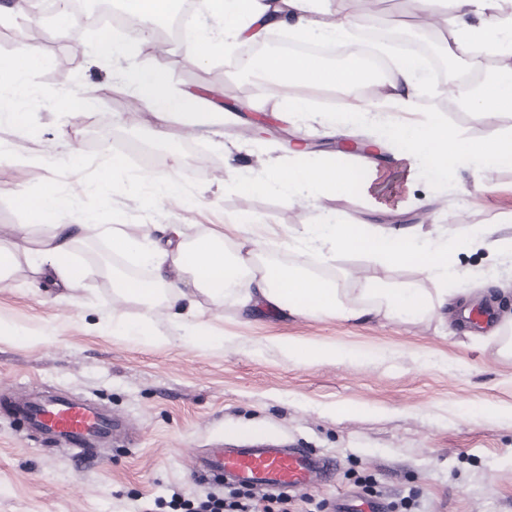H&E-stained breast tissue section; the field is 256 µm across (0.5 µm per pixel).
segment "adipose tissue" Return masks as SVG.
<instances>
[{
  "label": "adipose tissue",
  "instance_id": "ef3b65f1",
  "mask_svg": "<svg viewBox=\"0 0 512 512\" xmlns=\"http://www.w3.org/2000/svg\"><path fill=\"white\" fill-rule=\"evenodd\" d=\"M433 9L444 12L454 38L449 53L478 45L489 51L512 54V14L499 17L503 0H425ZM319 0H206L208 10L224 22L223 32L200 30L191 41L194 55L209 59L222 49L225 37L238 36L252 28L268 30L294 23L296 35L304 41L325 40L338 43L345 36L340 21H320L315 14ZM491 12L490 20L474 26L464 23L468 13ZM45 59L38 48L25 54L0 58V115L18 119L17 93L25 91L31 74ZM256 68L281 86L323 85L342 90L375 85L373 74L363 65L358 53L346 54L336 63H327L302 55L270 52L262 56ZM420 65L415 56L403 57L395 71L393 91L380 103L366 108L343 109L325 115L330 134L350 136L368 129L396 149V159L408 166L409 181L449 185L461 164L467 163L479 174L476 184L482 191L493 190L494 174L512 165V136H495L474 144L454 134L437 115H427L421 123L397 124L386 118L387 108L410 110L419 82ZM128 80L134 93L150 111L151 118L163 126L179 124L194 129L206 121L200 112L199 97L172 92L162 69L133 70ZM461 102L477 115L491 120L512 111V67L494 69L487 79L466 91ZM378 177L376 167L355 169L343 162L330 161L320 166L299 162L285 172L259 176L246 181L252 191L272 187L287 190L292 201L309 197L340 196L350 190L369 194ZM19 205L51 220L48 235L37 247L24 250L0 244V280L8 278L20 265L33 272L53 274L66 286L82 281L86 268L75 262V243L90 229L83 224H56L53 215L65 207V200L54 189L36 196L22 195ZM95 237L103 241L113 256L132 258L151 267V276L133 278L119 273L112 277L115 298L137 302L141 310L133 317H116L111 322L115 334L135 340L156 341L154 316L158 308L198 307L201 299L217 303L234 299L241 308L265 307L276 314L303 315L312 318L336 316L358 320L382 313L388 317L420 320L448 304V285L456 283L460 270L448 259L454 250H464L490 238L491 226L480 225L450 236L441 231L417 234L405 229L377 231L366 225L346 224L327 217L306 225L296 239L300 250L318 263H326L339 252H362L383 267H400L420 261L436 285L435 291L414 288L403 283H387L381 277L340 284L332 276L318 275L297 264L272 259L281 247L279 241H254L244 251L221 232H201L183 240L178 225L167 224L158 241H138L117 227L96 225ZM294 362L307 366L358 358L356 350L334 345L288 339L279 344Z\"/></svg>",
  "mask_w": 512,
  "mask_h": 512
}]
</instances>
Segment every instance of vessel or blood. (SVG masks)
<instances>
[{"instance_id": "1", "label": "vessel or blood", "mask_w": 512, "mask_h": 512, "mask_svg": "<svg viewBox=\"0 0 512 512\" xmlns=\"http://www.w3.org/2000/svg\"><path fill=\"white\" fill-rule=\"evenodd\" d=\"M20 411L31 430L48 436L62 448L92 447L115 428L112 418L86 402L30 401ZM325 469V460L309 449L286 448L269 441L215 448L198 462L203 476L259 494L308 484Z\"/></svg>"}]
</instances>
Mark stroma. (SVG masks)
Listing matches in <instances>:
<instances>
[{"label":"stroma","instance_id":"stroma-1","mask_svg":"<svg viewBox=\"0 0 512 512\" xmlns=\"http://www.w3.org/2000/svg\"><path fill=\"white\" fill-rule=\"evenodd\" d=\"M349 33L345 50L359 46L371 26L395 29L377 42L385 59L427 42L445 50L451 32L419 0H392L364 10L359 0H331ZM27 24L17 8L0 25V57L25 53L37 44L47 63L30 78L20 98L21 122L0 120V240L35 241L48 223L20 208L19 194L37 195L51 186L70 200L57 224H119L134 236L154 238L163 224L181 225L185 235L223 229L235 242L251 237L289 238L326 214L346 224L375 229L442 226L451 234L477 224L496 226L487 246L458 252L456 292L471 294L472 306L489 307L487 323L469 322L457 311L420 321L376 315L357 321L326 316H279L244 311L234 301L202 303L195 321L206 323L219 342L194 344L165 312L154 317L161 340L134 341L113 334L108 321L134 315L137 304L114 300L112 258L95 238L74 247L91 270L69 291L52 284L33 290L32 273L18 268L0 282V318L21 326L32 340H0V512H172V494L197 500L224 496V485L202 480L195 461L221 440H276L330 458L329 479L287 494L289 512H359L373 498L377 512H397L409 500L413 512H512V358L477 343L487 325L512 320V167L494 174V191L474 185L475 169L462 165L450 186L409 183L388 146L362 134L326 136L325 113L336 109L332 88L294 84L288 93L312 101L314 109L288 116L280 97L264 89L265 77L234 69L240 40L202 61L187 45L204 26L220 21L199 11L183 33L164 36L151 25L119 60L92 58L104 35L83 26L60 37L47 21L36 42L20 38ZM164 68L173 89L193 94L223 123L193 131L197 152L171 155L147 110L123 75ZM95 100L80 115L68 103L86 88ZM418 116L439 114L465 140L479 143L512 135V112L494 121L449 108L446 98L415 103ZM150 148L152 168L131 164L115 170L116 191L93 185L104 136ZM346 147L352 163L377 164L382 175L372 196L354 191L315 202H292L284 193H250L244 177L285 170L297 157L318 163ZM78 154L79 167L67 163ZM176 181L181 194L154 199L153 178ZM252 226H243L244 217ZM27 236H20L19 227ZM329 273L361 279L379 276L419 288L433 282L421 263L383 268L364 254H337ZM299 338L354 348L357 360L306 367L289 360L278 340ZM67 396L92 403L119 419L123 438L77 453L32 435L14 405L28 398ZM486 405L499 414H483Z\"/></svg>","mask_w":512,"mask_h":512}]
</instances>
